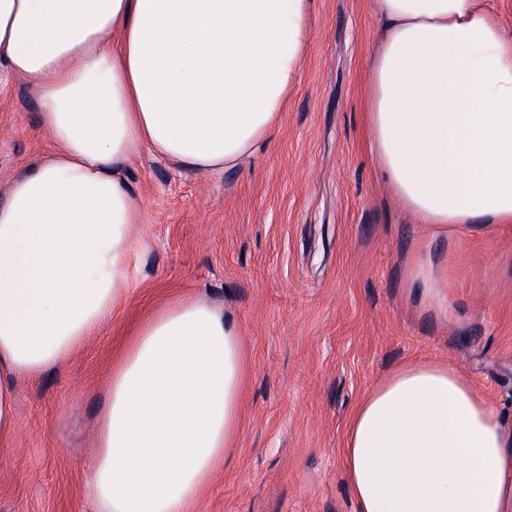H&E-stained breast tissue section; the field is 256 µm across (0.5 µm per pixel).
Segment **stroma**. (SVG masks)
Listing matches in <instances>:
<instances>
[{"instance_id":"35a3bbf8","label":"stroma","mask_w":512,"mask_h":512,"mask_svg":"<svg viewBox=\"0 0 512 512\" xmlns=\"http://www.w3.org/2000/svg\"><path fill=\"white\" fill-rule=\"evenodd\" d=\"M376 0H313L311 49L278 126L219 172L143 152L121 176L142 202L129 289L64 365L17 381L0 512H94L83 497L112 369L165 304L199 298L243 343L242 425L195 512H356L342 466L351 408L409 361H446L512 426V227L428 239L364 138ZM39 92L0 73V197L56 146ZM438 256L447 316L411 265Z\"/></svg>"}]
</instances>
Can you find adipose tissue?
I'll use <instances>...</instances> for the list:
<instances>
[{
	"mask_svg": "<svg viewBox=\"0 0 512 512\" xmlns=\"http://www.w3.org/2000/svg\"><path fill=\"white\" fill-rule=\"evenodd\" d=\"M369 148L433 237L512 223V38L488 0H378ZM312 0H0V70L38 89L57 152L0 198V447L16 381L63 364L127 290L144 210L120 168L149 151L197 172L278 125ZM412 274L451 303L430 251ZM239 331L201 300L137 329L113 371L84 495L99 512H194L241 426ZM357 512H512V429L456 367L408 362L350 412Z\"/></svg>",
	"mask_w": 512,
	"mask_h": 512,
	"instance_id": "1",
	"label": "adipose tissue"
}]
</instances>
